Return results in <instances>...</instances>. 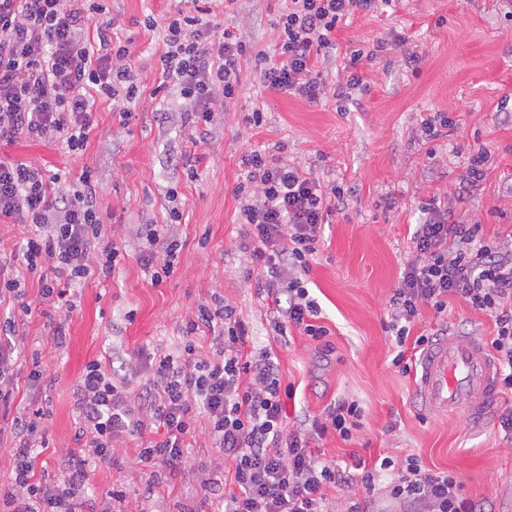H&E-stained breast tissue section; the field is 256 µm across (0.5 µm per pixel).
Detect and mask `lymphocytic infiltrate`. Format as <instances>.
<instances>
[{
  "instance_id": "f902f5d3",
  "label": "lymphocytic infiltrate",
  "mask_w": 512,
  "mask_h": 512,
  "mask_svg": "<svg viewBox=\"0 0 512 512\" xmlns=\"http://www.w3.org/2000/svg\"><path fill=\"white\" fill-rule=\"evenodd\" d=\"M378 2L288 0L279 41L268 54L253 52L232 33L216 36L211 8L183 0L185 10L163 40L160 84L184 99V120L197 144L205 142L215 113L238 93L244 57H254L266 90L312 103L339 96L343 85H330L319 61L333 48L338 24L377 10ZM89 20L82 6L68 0H0L1 142L24 139L82 150L97 128L93 106L99 98L116 102L122 120L130 119L125 105L140 97L143 87L140 72L129 63L132 43L114 37L108 22L99 26L97 44L87 43ZM490 158L486 148L473 149L456 196L421 202L412 256L389 300L386 329L398 346L393 363L407 373L413 355L448 333L443 325L430 334H413L423 309L441 314L458 300L488 313L495 323L491 347L502 391L512 394V240L484 238L481 222L454 218L455 206L485 179ZM244 164L234 194L247 226L237 243L250 259L246 277L259 295L271 299L267 314L275 335L297 328L322 341L330 331L318 322L320 306L310 295L308 274L326 216L347 206L344 193L264 150L252 151ZM78 181L74 187L63 173L0 164V223L24 230L17 249L26 272L38 279L39 303L59 317L52 336L58 346L75 307L72 288L114 278L123 258L115 243L102 241L91 174L82 173ZM179 218L173 209L168 223L138 230L147 243L139 261L152 284L174 272L169 258L181 242L172 225ZM203 331L212 338L205 352L196 344ZM247 334L235 308L218 296L186 318L177 352H161L141 364L122 358L108 367L89 362L73 390L78 449L68 455L61 477L35 471L49 445L48 411L33 406L13 416L8 453L14 477L9 491L0 493V512H76L92 473L111 466L113 441L124 434L139 439L140 464L177 471L189 462L197 430H204L216 464L232 465L234 489L218 494L216 512H333L328 489L356 479L372 487L374 472L353 475L321 460L310 447L316 435L352 440L363 426L358 403L338 400L309 427L288 429L284 401L295 390L283 382L270 353L244 352ZM25 354L30 364L22 378L19 360ZM136 376L144 382L134 392L129 383ZM22 379L44 388L54 383L41 353L27 352L25 336L8 318L0 321L1 414L8 413ZM380 467L392 474L387 493L399 512H485L484 503L463 496L458 475L429 472L416 455L398 462L386 457Z\"/></svg>"
}]
</instances>
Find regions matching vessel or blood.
<instances>
[{"label":"vessel or blood","mask_w":512,"mask_h":512,"mask_svg":"<svg viewBox=\"0 0 512 512\" xmlns=\"http://www.w3.org/2000/svg\"><path fill=\"white\" fill-rule=\"evenodd\" d=\"M417 397L424 409L464 413L485 423L496 403L498 370L493 356L473 336L448 335L419 358Z\"/></svg>","instance_id":"b4317fda"}]
</instances>
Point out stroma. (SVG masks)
<instances>
[{
    "label": "stroma",
    "instance_id": "35a3bbf8",
    "mask_svg": "<svg viewBox=\"0 0 512 512\" xmlns=\"http://www.w3.org/2000/svg\"><path fill=\"white\" fill-rule=\"evenodd\" d=\"M96 2L101 10L91 17L86 39H95L98 26L111 20L118 35L135 44L131 64L146 84L130 105L135 120L122 123L111 102L99 99L94 105L98 127L82 151L0 142L5 164L63 170L73 181L91 172L98 181L104 229L124 254L114 279L83 288L62 347L53 346L49 322L40 312L24 317L19 327L28 348L41 351L57 377L49 390L20 385L12 404L16 412L31 403L48 408L45 468L59 471L77 448L72 391L85 365L109 363L117 354L133 361L143 352L175 351L188 314L218 293L248 326L247 350L270 352L284 382L294 386L296 396L285 404L289 418L323 415L343 397L359 402L364 425L352 441L332 434L312 441L321 459L352 469L385 456L400 460L414 454L429 472L456 473L463 495L485 503L488 512H512V435L500 427L511 400L500 396L480 425L461 414L424 411L415 394L416 376L393 365L395 341L384 328L388 300L412 247L418 202L458 188L465 160L476 147L492 152L486 179L454 217L480 221L488 238L512 233V20L504 18L500 0H393L340 24L330 80L342 78L352 50L377 40L387 44L373 61L363 62L364 84L342 104L310 103L262 89L254 60L244 59L238 96L215 117L207 142L197 145L180 118L181 99L156 89L164 31L178 18L180 0ZM285 7L284 0H238L228 12L219 2L215 21L220 30L248 37L254 51H269L276 38L273 24ZM148 16L154 17V28L144 27ZM412 51L421 59L411 67L404 55ZM257 109L264 113L263 124L246 127L243 115ZM433 112L448 113L455 124L438 141L432 161L421 121ZM254 149L278 151L347 192L345 213L330 216L322 227L309 272L319 321L331 331L329 346L295 328L287 336L274 335L265 301L244 279L248 260L235 247L244 227L233 190L242 157ZM188 162L196 166L192 180L182 169ZM173 190L183 213L174 227L183 248L175 273L154 286L138 260L145 242L136 230L164 223ZM448 322L459 334L486 344L494 337L493 319L460 301L450 302ZM114 446L118 466L96 469L92 477L87 502L95 512L120 482L126 486L125 512H182L188 505L206 512L210 492L200 471L213 455L206 436L197 435L190 464L159 488L152 468L137 464L135 440L124 436ZM388 481L382 473L373 490L357 481L329 490L328 496L338 512L368 497L380 512H391Z\"/></svg>",
    "mask_w": 512,
    "mask_h": 512
}]
</instances>
